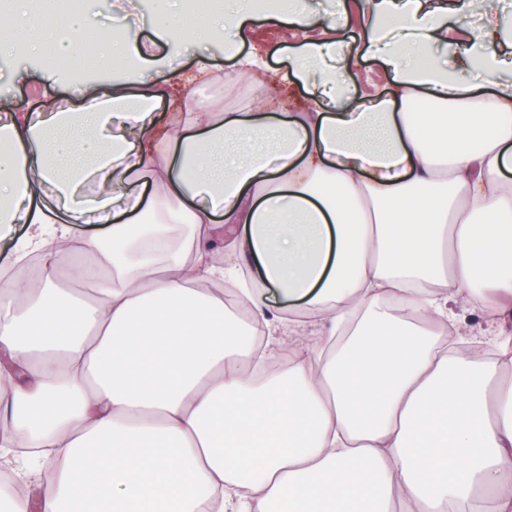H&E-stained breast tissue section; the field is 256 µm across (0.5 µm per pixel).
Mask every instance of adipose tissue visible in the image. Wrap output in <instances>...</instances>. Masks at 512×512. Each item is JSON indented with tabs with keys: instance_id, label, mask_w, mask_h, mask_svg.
<instances>
[{
	"instance_id": "obj_1",
	"label": "adipose tissue",
	"mask_w": 512,
	"mask_h": 512,
	"mask_svg": "<svg viewBox=\"0 0 512 512\" xmlns=\"http://www.w3.org/2000/svg\"><path fill=\"white\" fill-rule=\"evenodd\" d=\"M356 11L388 75L366 97L336 72L345 14L269 81L238 51L253 0L173 12L155 43L222 32L264 79L256 111L190 104L207 59L187 75L130 45L86 105L0 97V241L39 257L0 280V465L32 491L0 512H512V31L493 4L466 27L467 0ZM455 29L480 54L445 61ZM467 299L493 323L452 351L436 331L467 335ZM312 324L348 338L312 347ZM285 338L287 370H258Z\"/></svg>"
}]
</instances>
